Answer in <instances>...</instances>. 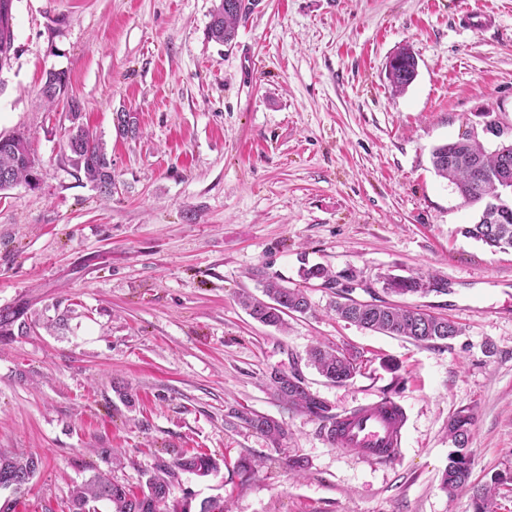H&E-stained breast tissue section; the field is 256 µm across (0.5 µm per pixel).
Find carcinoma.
<instances>
[{"label": "carcinoma", "mask_w": 512, "mask_h": 512, "mask_svg": "<svg viewBox=\"0 0 512 512\" xmlns=\"http://www.w3.org/2000/svg\"><path fill=\"white\" fill-rule=\"evenodd\" d=\"M259 0H219L213 9L208 28V37L225 46L234 41L240 21L252 14ZM12 0H0V68L8 59L13 43ZM417 76V59L408 46L400 48L389 62L387 78L392 88L401 92ZM119 126L115 127L121 137L133 136L138 132L136 117L131 112L118 113ZM7 146L0 148V192L23 182L28 186L37 185V160L32 154L28 137L14 133L3 137ZM67 147L70 161L77 172L93 184L100 193L112 195L114 176L112 161L108 159L103 144L83 126L72 129ZM436 173L452 183L461 197L469 203H481L483 208L476 222L462 229L464 236L482 242L494 251L512 249V203L501 201V206L487 203V195L512 191V186L493 188L492 176L504 164L512 168V149L503 154L500 148L488 150L480 138H472L466 152L454 151L451 143L436 146L431 154ZM254 277L262 288L264 298L250 294L241 297V305L257 322L278 330L286 328L285 316L293 313L306 314L311 303L306 293L299 288H290L282 280L258 269ZM389 290L395 294H418L434 291L447 293L445 288L431 289L424 283V277H405L391 282ZM333 311L343 321L363 329L401 335L418 343L446 341L460 333L455 322L427 313L417 307H401L384 302L358 301L349 296V289L337 292ZM25 306L0 308V341L14 336H23L32 329L25 318ZM309 361L316 370L332 383L352 380L359 370V356L347 349L332 348L321 344L310 348ZM274 396L288 409L300 410L321 423L326 438L336 435L337 415L324 400L311 394L296 373L288 375V386L281 388L272 381ZM236 418L247 427L279 443L285 437V429L276 420L253 412H238ZM472 417L461 410L448 421V437L454 450L448 456V465L440 476V488L452 497L469 489L474 493V512H494L498 478L490 484L470 483V453ZM42 460L34 454L11 455L0 452V482H10L8 489L20 494L39 471ZM189 471L207 476L220 469L219 459L205 453L180 452L169 464H158L145 472V489L137 494L101 473H95L75 486L70 499V512H90L98 502L112 506V512H187V503L169 505L170 477L174 470Z\"/></svg>", "instance_id": "carcinoma-1"}]
</instances>
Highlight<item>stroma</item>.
<instances>
[{"mask_svg":"<svg viewBox=\"0 0 512 512\" xmlns=\"http://www.w3.org/2000/svg\"><path fill=\"white\" fill-rule=\"evenodd\" d=\"M216 2H12L0 136L28 137L39 182L0 193V307L24 305L35 325L0 343V451L43 459L16 512H68L96 470L139 490L181 450L223 461L172 478L191 512L211 499L226 512H473L469 493L440 488L461 410L471 481L502 476L496 512H512V250L463 236L480 207L430 161L466 130L512 129V0H260L229 46L208 37ZM470 9L490 22L470 29ZM403 46L417 76L397 92L386 65ZM51 69L68 88L50 105ZM122 110L136 135L117 136ZM76 123L112 160L111 197L69 161ZM313 266L354 273L357 300L416 306L460 333L417 343L347 323L335 289L303 280ZM256 268L302 288L311 311L284 331L254 321L239 296H261ZM416 274L440 292H386L387 277ZM319 342L360 353L353 380L310 365ZM277 371L339 415L391 397L401 448L370 461L331 446L273 396ZM241 411L283 423L285 439ZM237 417L247 427L279 443L285 437V429L276 420L253 412H238Z\"/></svg>","mask_w":512,"mask_h":512,"instance_id":"1","label":"stroma"}]
</instances>
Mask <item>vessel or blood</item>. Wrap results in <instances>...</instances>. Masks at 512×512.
Masks as SVG:
<instances>
[{"instance_id": "1", "label": "vessel or blood", "mask_w": 512, "mask_h": 512, "mask_svg": "<svg viewBox=\"0 0 512 512\" xmlns=\"http://www.w3.org/2000/svg\"><path fill=\"white\" fill-rule=\"evenodd\" d=\"M402 416L397 403L381 400L342 415L334 446L358 450L371 460L394 457L401 441Z\"/></svg>"}]
</instances>
